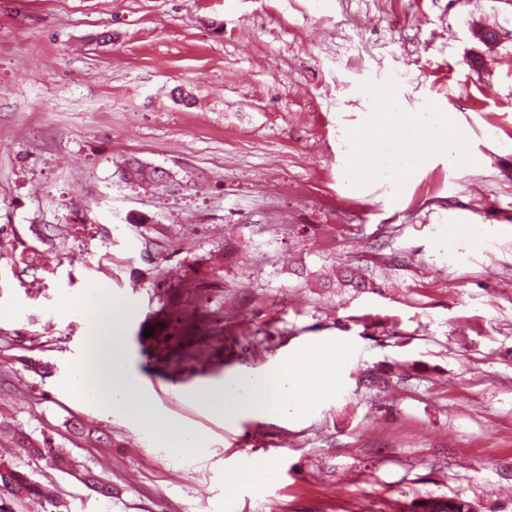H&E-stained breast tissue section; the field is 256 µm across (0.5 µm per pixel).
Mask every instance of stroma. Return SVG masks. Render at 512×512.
<instances>
[{
    "label": "stroma",
    "instance_id": "35a3bbf8",
    "mask_svg": "<svg viewBox=\"0 0 512 512\" xmlns=\"http://www.w3.org/2000/svg\"><path fill=\"white\" fill-rule=\"evenodd\" d=\"M385 89L452 113L471 162L363 180L353 133ZM130 158L166 180L125 181ZM195 262L214 287H168ZM344 266L365 287H337ZM98 285L199 455L61 386L87 329L62 301ZM328 339L343 368L306 417L182 396ZM373 366L388 389L360 386ZM0 449L53 492L14 512H512V0H0ZM241 456L275 478L225 485ZM19 448H24L29 453L36 456H49L53 459L55 465L60 469L70 467L72 460L69 456L57 450L54 442L49 438H44L41 442H34L24 433L19 437Z\"/></svg>",
    "mask_w": 512,
    "mask_h": 512
}]
</instances>
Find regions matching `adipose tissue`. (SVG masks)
<instances>
[{
    "instance_id": "1",
    "label": "adipose tissue",
    "mask_w": 512,
    "mask_h": 512,
    "mask_svg": "<svg viewBox=\"0 0 512 512\" xmlns=\"http://www.w3.org/2000/svg\"><path fill=\"white\" fill-rule=\"evenodd\" d=\"M418 130L419 146L404 148L394 161H379L359 167L368 180L393 179L413 171L430 152L447 155L449 164L462 166L471 160L467 141L459 131H449L450 113L436 110L402 115L396 97L385 95L383 105L370 113L368 146L392 134L400 119ZM91 320L83 340L80 359L61 380L67 389L78 390L85 403L102 409L121 408L134 422H149L156 444L172 455L189 458L201 451L203 438L180 419L157 411L153 397L141 389L126 358L122 340V304L109 289H87L81 297ZM344 361L342 346L322 341L295 352L281 366L262 372H241L187 393L189 400L209 413L234 421L244 416L272 418L302 415L327 396L324 379L333 378Z\"/></svg>"
}]
</instances>
